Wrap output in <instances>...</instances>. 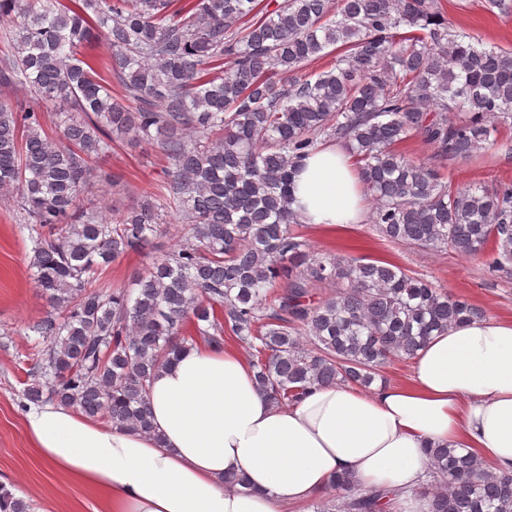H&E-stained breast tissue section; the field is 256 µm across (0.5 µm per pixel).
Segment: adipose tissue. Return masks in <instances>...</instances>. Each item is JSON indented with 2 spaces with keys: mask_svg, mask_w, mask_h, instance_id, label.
I'll list each match as a JSON object with an SVG mask.
<instances>
[{
  "mask_svg": "<svg viewBox=\"0 0 512 512\" xmlns=\"http://www.w3.org/2000/svg\"><path fill=\"white\" fill-rule=\"evenodd\" d=\"M292 208L298 223L325 231L363 221L344 147L303 161ZM149 407L150 434L55 403L30 406L26 428L46 466L96 493L103 512H282L340 474L412 498L430 445L466 448L512 472V321L475 318L431 337L408 383L318 387L291 405L261 391L239 351L197 345L155 373ZM230 472L244 485L225 486Z\"/></svg>",
  "mask_w": 512,
  "mask_h": 512,
  "instance_id": "adipose-tissue-1",
  "label": "adipose tissue"
}]
</instances>
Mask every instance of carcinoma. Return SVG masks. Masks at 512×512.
<instances>
[{"label":"carcinoma","instance_id":"obj_1","mask_svg":"<svg viewBox=\"0 0 512 512\" xmlns=\"http://www.w3.org/2000/svg\"><path fill=\"white\" fill-rule=\"evenodd\" d=\"M0 0L9 26L0 90V194H16L30 268L49 311L33 330L30 402H54L120 430L153 431L149 382L188 343L235 338L270 400L324 385L369 388L430 337L483 311L394 264L321 254L291 229L296 163L342 143L390 242L483 256L512 275V184L478 192L442 170L512 125V52L452 31L439 0ZM111 49L109 80L78 49ZM334 47L329 71H303ZM458 119L448 118L454 109ZM432 148L416 161L400 145ZM157 143L163 184L107 216L96 163L113 144ZM178 244L131 290L110 264L150 246L167 218ZM417 494L428 512H512V480L474 454L431 448ZM314 512H392L397 494L345 475ZM30 504L0 485V509Z\"/></svg>","mask_w":512,"mask_h":512}]
</instances>
